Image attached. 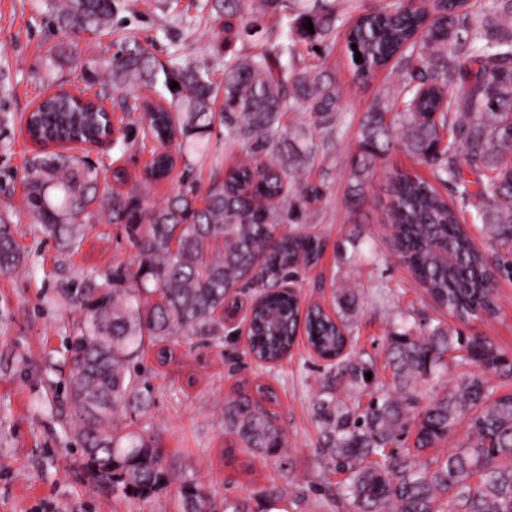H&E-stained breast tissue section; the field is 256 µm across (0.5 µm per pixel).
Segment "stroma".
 Returning <instances> with one entry per match:
<instances>
[{
	"label": "stroma",
	"instance_id": "obj_1",
	"mask_svg": "<svg viewBox=\"0 0 512 512\" xmlns=\"http://www.w3.org/2000/svg\"><path fill=\"white\" fill-rule=\"evenodd\" d=\"M212 3L116 0L107 35L67 37L57 31L43 0H0V203L17 205L12 228L25 256L18 269L0 274V512H181L183 482L208 491L217 512L228 497L243 503L246 512H266L272 491L282 493L288 512H331L326 492L342 476L325 451V424L314 411L327 371L302 336L288 357L265 370L246 356L242 340L181 343L164 364L156 348L146 347L137 369L152 390L151 404L124 415L121 423L160 450L175 481L139 501L99 488L67 401L69 336L82 315L72 291L116 260L133 263L136 252L123 225L101 219L78 250L62 251L20 207L28 161L39 152L20 116L59 83L77 91L85 74L104 77L106 52L135 40L163 65L191 61L223 84L224 46ZM326 66L350 124L334 149L319 150L307 175L324 185L325 195L314 220L301 230L322 237L326 246L302 284L303 300L347 318L353 354L375 360L381 384L392 381L385 367L388 336L406 316L440 320L464 335L488 338L512 360V279L496 283V315L462 322L434 304L391 247V228L384 222L386 176L404 171L428 179L430 166L396 147L377 161L364 202L349 204V159L360 120L397 82V72L387 67L357 83L340 46ZM89 158L107 176L102 191H129L148 205L165 201L182 174L177 168L165 179L146 182L151 154L137 145L123 152L107 144L90 150ZM117 169L122 179L113 178ZM257 383L275 389L273 411L287 432V447L273 457L231 447L224 433L225 397Z\"/></svg>",
	"mask_w": 512,
	"mask_h": 512
}]
</instances>
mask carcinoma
Listing matches in <instances>:
<instances>
[{
    "label": "carcinoma",
    "mask_w": 512,
    "mask_h": 512,
    "mask_svg": "<svg viewBox=\"0 0 512 512\" xmlns=\"http://www.w3.org/2000/svg\"><path fill=\"white\" fill-rule=\"evenodd\" d=\"M64 35L106 34L113 0H44ZM381 0L356 20L336 10V0H214L224 30L243 38L259 33L266 16L281 33L299 35L325 60L341 39L357 81L392 65L400 79L363 115L358 150L350 158L351 204L365 199L376 159L401 137L417 160L433 168L434 181L397 171L389 174L387 218L392 245L417 282L441 309L465 322L496 312V275L512 276V259L491 265L466 224L486 225L492 238L512 242V0ZM246 11L251 26L231 19ZM312 21L314 33L303 23ZM357 49H351V45ZM109 82L127 89L120 110L135 118L122 128L120 148L135 144L133 132L155 142L149 175L175 166L167 147L190 169L189 155L209 154L214 127L224 143L246 160L228 171L211 159L207 185L183 176L179 188L158 206L143 207L130 193H100L101 170L85 155L43 151L29 160L23 208L63 250L80 248L88 224L106 215L123 224L136 250L135 270L124 263L75 290L83 314L73 328L69 398L83 438V455L96 482L112 494L141 500L166 487L171 472L160 451L134 440L115 420L132 406H146L150 392L134 361L145 344L159 347V362L172 358L169 343L193 337L221 341L224 309L242 289L259 300L250 307L251 354L275 363L288 340L304 330L319 356L337 359L336 375L369 387L374 363L340 356L344 320L321 307L302 309L284 289L319 261L321 237L290 233L286 224H307L310 204L324 186L304 178L314 147L299 148L283 119L310 115L322 143L343 127L339 94L326 69L284 71L265 51L234 56L224 65L223 87L192 64L158 68L154 54L128 42L105 59ZM171 96L169 107L149 112L140 92L154 87L158 72ZM178 87L171 88V82ZM223 95L221 111L212 110ZM95 97L76 99L63 88L43 98L25 118L31 140L87 143L106 120ZM451 190L444 197L438 186ZM24 256L13 237L9 207L0 210V273L19 268ZM473 365L444 393L422 403L417 384L446 364L453 348ZM386 361L392 385H382L365 405L340 404L332 386L314 404L326 424L327 448L336 471L345 474L329 494L336 512H512V392H497L487 374L512 379V360L481 336H464L438 323L420 334L408 327L389 336ZM467 417L465 439L442 448ZM224 431L232 442L275 455L284 432L261 402L244 392L224 399ZM183 512H209V495L198 485L180 487Z\"/></svg>",
    "instance_id": "cac0c4a2"
}]
</instances>
